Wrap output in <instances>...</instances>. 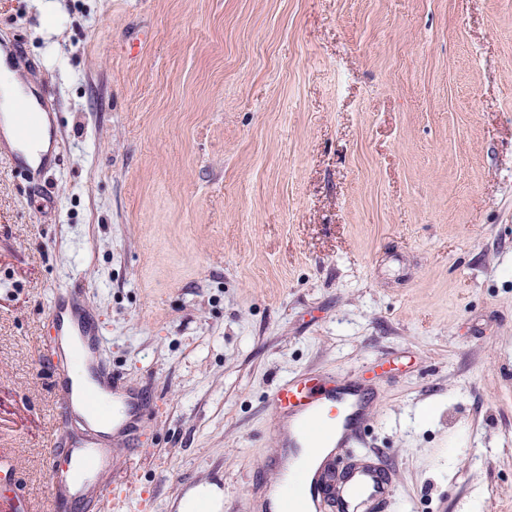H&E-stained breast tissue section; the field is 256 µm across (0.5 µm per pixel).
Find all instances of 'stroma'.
<instances>
[{"label": "stroma", "instance_id": "35a3bbf8", "mask_svg": "<svg viewBox=\"0 0 512 512\" xmlns=\"http://www.w3.org/2000/svg\"><path fill=\"white\" fill-rule=\"evenodd\" d=\"M58 161L0 156V483L45 512L74 298L145 404L94 512H266L268 396L355 375L400 512H512V0H0ZM224 493L215 485H200L190 489L180 502L179 512H196L202 502H206L213 510L222 507Z\"/></svg>", "mask_w": 512, "mask_h": 512}]
</instances>
